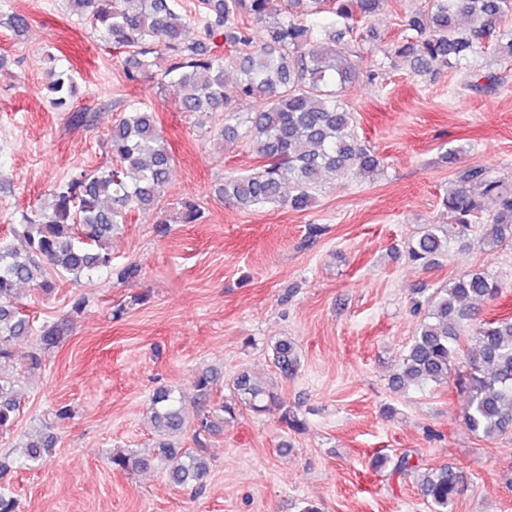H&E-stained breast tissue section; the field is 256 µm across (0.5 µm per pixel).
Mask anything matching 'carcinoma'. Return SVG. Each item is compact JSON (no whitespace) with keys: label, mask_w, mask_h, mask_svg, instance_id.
I'll list each match as a JSON object with an SVG mask.
<instances>
[{"label":"carcinoma","mask_w":512,"mask_h":512,"mask_svg":"<svg viewBox=\"0 0 512 512\" xmlns=\"http://www.w3.org/2000/svg\"><path fill=\"white\" fill-rule=\"evenodd\" d=\"M300 17L278 7V0H199L196 23L179 8L178 0H66L73 14L87 20L112 46L128 54L126 80L135 84L148 76L152 57L166 53L169 65L162 79L181 92L180 109L210 118L224 113L214 131L220 140L239 138L235 104L250 101L257 110L246 120L245 136L262 159L252 173L230 172L216 195L242 210L267 206L305 209L321 187L322 177L336 173L370 178L381 161L358 136L356 117L340 92L359 79L352 64L354 44L374 39L369 22L386 0H308ZM332 15L321 25L316 16ZM512 0H429L410 14L409 34L385 49L383 57L404 59L419 75L440 66L459 71L486 53L512 60ZM224 39L227 53L212 52L210 43ZM477 91L494 90L500 77L466 74ZM53 103L69 106L77 87L66 74L48 85ZM109 145L115 165L74 174L52 192L49 207L21 216L14 234L17 248L0 242V367L13 363L14 345L29 340L32 352L25 369L42 366L64 328L35 326L17 307V290L32 284L44 294L55 282L48 273L79 281L112 269V235L124 215L154 207L166 184L172 157L152 107L135 106L113 123ZM446 224L421 226L408 247L409 259L430 265L463 240L474 228L492 249L512 245V183L474 165L457 173V187L441 201ZM502 285L493 275L470 270L430 293L418 291L413 312L420 315L414 336L390 380L395 392L440 386L457 372L456 387L467 394L463 417L471 432L488 439L512 435V317L473 324L478 304L496 299ZM472 329L474 347L467 369L459 370L460 338ZM272 365L284 377L299 366L296 342L283 336L272 345ZM220 373L206 368L195 374L198 403L208 406ZM236 401L216 407L197 423L196 441L223 430L224 415L244 410L261 413L275 402L268 384L242 371L234 378ZM20 379L0 374V436L11 432L20 415ZM149 413L156 433L153 452L114 451L112 469L128 472L163 467L176 486H200L210 463L206 448H179L171 438L185 427L182 400L166 386L150 397ZM52 426L28 434L14 449L21 467L42 465L55 452ZM0 460V479L12 462ZM461 475L443 466L418 476V487L434 509L448 512L460 491Z\"/></svg>","instance_id":"1"}]
</instances>
